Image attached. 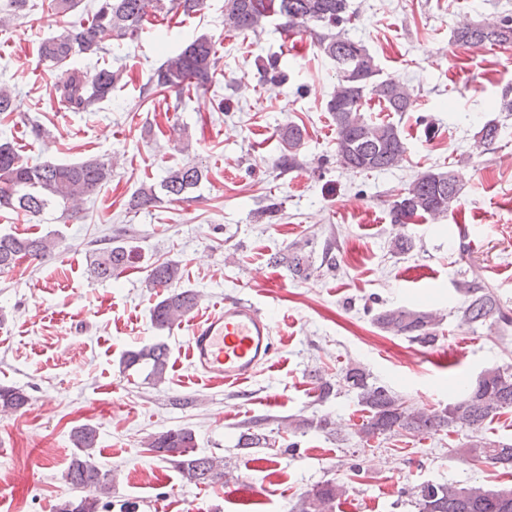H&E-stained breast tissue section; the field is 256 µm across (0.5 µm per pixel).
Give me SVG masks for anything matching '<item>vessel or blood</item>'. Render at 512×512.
I'll list each match as a JSON object with an SVG mask.
<instances>
[{
	"instance_id": "b4317fda",
	"label": "vessel or blood",
	"mask_w": 512,
	"mask_h": 512,
	"mask_svg": "<svg viewBox=\"0 0 512 512\" xmlns=\"http://www.w3.org/2000/svg\"><path fill=\"white\" fill-rule=\"evenodd\" d=\"M274 337L264 311L238 295L188 329V360L212 381L239 383L251 378L271 360Z\"/></svg>"
}]
</instances>
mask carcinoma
I'll return each instance as SVG.
<instances>
[{
  "label": "carcinoma",
  "instance_id": "obj_1",
  "mask_svg": "<svg viewBox=\"0 0 512 512\" xmlns=\"http://www.w3.org/2000/svg\"><path fill=\"white\" fill-rule=\"evenodd\" d=\"M206 0H96L87 19L79 23L62 22L58 32L39 46L41 60L61 67L79 54L98 55L110 41L134 40L150 19L181 14L190 17L205 8ZM272 15L283 19L292 31L312 34L336 70V89L327 103L336 127V156L348 168L360 171H387L402 166L406 146L398 127L391 122H373L363 115L367 99L376 97L388 112H407L414 99L409 89L394 82L377 81L378 68L366 47L344 32L333 28L351 19L349 0H224V26L240 33L258 32L262 21ZM454 42L464 47L481 48L512 44V23L482 21L466 24L454 31ZM219 61L214 47L206 38H197L181 52L171 55L154 76L155 89L171 90L180 95L192 88L211 85L218 75ZM122 73L102 67L89 75L76 67L64 70L55 83L58 104L70 112H87L112 95ZM283 141L288 144V167L296 165L292 151L303 141V129L290 123ZM203 177L200 167L189 161L170 169L160 183L162 194L152 187H142L128 201L130 210H149L162 202L185 199ZM112 179V165L97 159L70 164L31 166L25 163L10 141H0V210L21 211L37 216L48 207L63 204L76 208L98 194ZM460 187L453 171H426L415 177L391 203L392 222L408 224L425 215L434 220L448 216L457 201ZM58 246L50 236L20 237L0 235V272L15 267L21 259H43ZM139 259L136 247L127 241L114 240L92 251L90 270L95 277L108 280L131 267ZM275 266H285L299 278L310 275L309 256L293 251L276 252L269 258ZM181 265L172 260L151 265L147 287L161 290L160 300L151 308V321L158 331H171L198 305L199 295L180 287ZM467 300L462 318L470 324H484L493 319L502 327L512 325L489 287L474 279L460 285ZM375 325L392 336H403L422 346L437 340L440 319L430 311L405 307L384 309L374 317ZM170 349L163 341L126 352L121 358L123 369L147 370L145 379L153 385L165 381ZM343 381L357 390L367 419L357 429L362 441L382 435L405 432L437 434L467 430L472 436L455 449L461 457L490 464H512V442L488 441L477 435L486 420L512 409V372L491 368L459 400L442 409L424 410L406 404L385 386L368 383L366 373L357 367L343 373ZM28 403L21 389L0 386V409L18 410ZM330 420L321 416L288 423L289 430L304 433L316 429L330 433ZM73 453L65 480L85 495L61 500L55 512H100V494L112 486V471L95 462L98 432L84 424L73 429ZM241 448H267L269 436L262 421L250 422L239 435ZM148 451L169 461L190 484H215L224 479V459L194 454L195 437L186 427L170 428L151 435ZM344 486L334 480L314 485L304 492L293 512H330L328 506L341 499ZM418 512H512V488L486 490L480 486L455 483L420 485L412 492Z\"/></svg>",
  "mask_w": 512,
  "mask_h": 512
}]
</instances>
